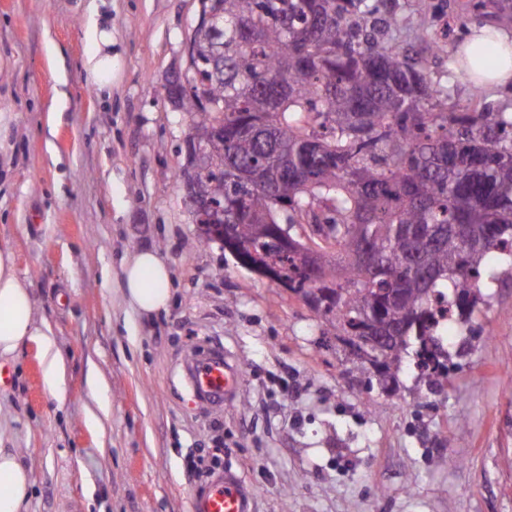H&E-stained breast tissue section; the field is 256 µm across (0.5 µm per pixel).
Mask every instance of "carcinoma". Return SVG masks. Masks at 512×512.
<instances>
[{
    "instance_id": "1",
    "label": "carcinoma",
    "mask_w": 512,
    "mask_h": 512,
    "mask_svg": "<svg viewBox=\"0 0 512 512\" xmlns=\"http://www.w3.org/2000/svg\"><path fill=\"white\" fill-rule=\"evenodd\" d=\"M221 32L191 37L177 102L213 163L198 187L224 208V234L243 260L279 264L288 290L336 296L317 313L348 348L376 326L401 329L383 361H354L390 377L411 344L429 377L448 351L431 331V303L468 322L486 257L512 256V112H450L448 88L424 58L396 51L398 24L367 0H201ZM448 23L429 52H448ZM313 224L336 247L284 250L268 228Z\"/></svg>"
}]
</instances>
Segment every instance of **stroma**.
<instances>
[{
    "instance_id": "35a3bbf8",
    "label": "stroma",
    "mask_w": 512,
    "mask_h": 512,
    "mask_svg": "<svg viewBox=\"0 0 512 512\" xmlns=\"http://www.w3.org/2000/svg\"><path fill=\"white\" fill-rule=\"evenodd\" d=\"M392 46L423 53L455 16L512 29L492 0H387ZM91 0H0V245L61 361L57 387L32 341L0 357V448L32 477L22 512H190L235 470L255 512H512V262L487 257L484 299L451 326L449 378L405 362L393 383L352 369L348 349L296 295L201 234L174 180L189 116L166 87L186 65L200 0H107L112 94L82 62ZM448 109L472 111L453 55L432 59ZM156 249L175 293L141 317L122 259ZM202 346L237 361L233 407L191 395ZM204 459L192 471L189 458Z\"/></svg>"
}]
</instances>
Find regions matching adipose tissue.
Segmentation results:
<instances>
[{
    "label": "adipose tissue",
    "mask_w": 512,
    "mask_h": 512,
    "mask_svg": "<svg viewBox=\"0 0 512 512\" xmlns=\"http://www.w3.org/2000/svg\"><path fill=\"white\" fill-rule=\"evenodd\" d=\"M493 42L480 33L460 43L455 52L456 67L471 85L483 87L512 85V32L495 29ZM94 46L84 70L99 96L112 93V25L91 13L84 32ZM494 54L497 64L487 69L481 63ZM173 279L168 265L155 250L144 248L124 257L121 289L129 306L145 317L167 309L172 298ZM33 317V301L28 288L16 274L9 247H0V355L14 353L28 340L40 339ZM31 486V475L15 454L0 449V512H20Z\"/></svg>",
    "instance_id": "adipose-tissue-1"
}]
</instances>
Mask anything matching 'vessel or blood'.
<instances>
[{
	"label": "vessel or blood",
	"mask_w": 512,
	"mask_h": 512,
	"mask_svg": "<svg viewBox=\"0 0 512 512\" xmlns=\"http://www.w3.org/2000/svg\"><path fill=\"white\" fill-rule=\"evenodd\" d=\"M244 376L239 365L224 350L215 348L194 355L185 366V380L193 397L209 406L231 405ZM253 496L240 477L227 470L208 488L195 495L191 512H253Z\"/></svg>",
	"instance_id": "b4317fda"
}]
</instances>
